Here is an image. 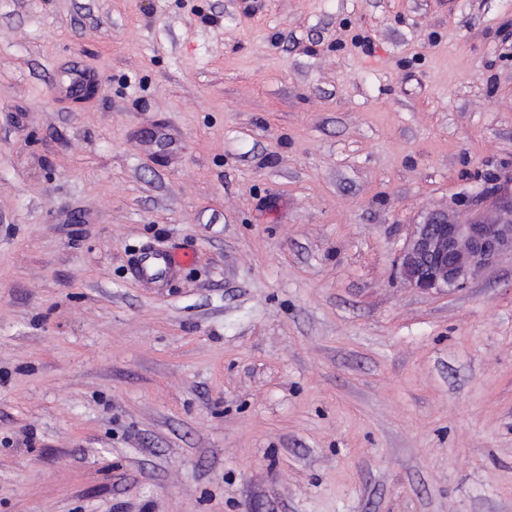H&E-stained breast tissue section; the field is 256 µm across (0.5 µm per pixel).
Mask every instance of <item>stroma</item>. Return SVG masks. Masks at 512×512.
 I'll return each instance as SVG.
<instances>
[{"instance_id":"stroma-1","label":"stroma","mask_w":512,"mask_h":512,"mask_svg":"<svg viewBox=\"0 0 512 512\" xmlns=\"http://www.w3.org/2000/svg\"><path fill=\"white\" fill-rule=\"evenodd\" d=\"M511 191L512 0H0V512H512ZM496 203L509 213L507 222H486L476 214L452 219L448 210H435L413 225L398 261L404 281L424 291L460 288L503 254H512V193ZM193 262L194 253L189 249L145 247L135 257L131 274L141 283L163 285L178 277Z\"/></svg>"}]
</instances>
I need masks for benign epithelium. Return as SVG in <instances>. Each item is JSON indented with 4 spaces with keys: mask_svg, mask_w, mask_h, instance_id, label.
Listing matches in <instances>:
<instances>
[{
    "mask_svg": "<svg viewBox=\"0 0 512 512\" xmlns=\"http://www.w3.org/2000/svg\"><path fill=\"white\" fill-rule=\"evenodd\" d=\"M497 205L511 219L492 223L476 214L452 219L448 211L435 210L413 225L398 261L404 281L424 291L460 288L502 255L512 254V193Z\"/></svg>",
    "mask_w": 512,
    "mask_h": 512,
    "instance_id": "1",
    "label": "benign epithelium"
}]
</instances>
